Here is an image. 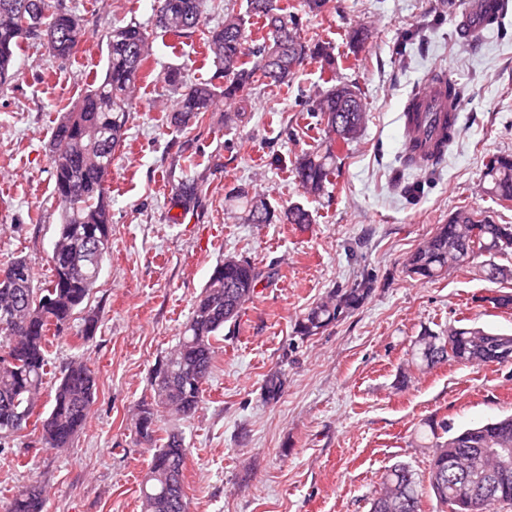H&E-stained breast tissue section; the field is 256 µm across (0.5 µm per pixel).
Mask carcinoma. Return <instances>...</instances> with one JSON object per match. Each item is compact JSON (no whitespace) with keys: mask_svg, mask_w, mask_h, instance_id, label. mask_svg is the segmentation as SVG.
<instances>
[{"mask_svg":"<svg viewBox=\"0 0 512 512\" xmlns=\"http://www.w3.org/2000/svg\"><path fill=\"white\" fill-rule=\"evenodd\" d=\"M261 22L264 34L252 38L249 19ZM201 19V0H159L156 27L176 39L194 33ZM78 17L52 5L51 0H0V91L12 80L16 53L28 39L47 38L54 55L69 57L80 37ZM154 31L137 22L113 28L106 36L107 63L101 78H93L84 94L53 129L52 177L60 206V224L52 254V278L44 288L34 286L31 266L23 257L9 265L0 277V454L8 452L7 438L25 428L39 405L40 390L47 375L48 331L65 329L74 313L95 288L96 280L72 270L75 252L95 248L97 267L102 268L112 237L111 196L99 161L113 157L124 140L130 93L146 77L149 43ZM205 60L213 62L216 75L207 82L188 85L181 70L173 68L163 77L179 92L171 123L184 130L202 124L218 97L234 103L248 101L260 85L286 86L310 56H330L323 46L309 47L300 33V17L278 0H246L244 13H227L224 24L206 40ZM328 88L316 95L311 111L325 123L323 140L309 146L297 158L295 175L301 188L318 194L336 173V148L355 141L367 120L359 89L335 77L324 80ZM484 192L512 201V155L496 156L485 165ZM201 193L198 183L182 181L175 189V206L187 213ZM234 209L247 224H270L275 218L266 198L243 188L229 193ZM288 224H311L312 213L300 204L283 212ZM512 224H497L477 210L460 208L425 239L408 257L410 276L433 280L464 267L477 269L490 283L512 279ZM263 277L251 261L227 266L219 263L193 305L191 317L178 344L158 362L151 375L150 398L138 405L134 428L138 440L156 447L141 484V512H188L184 468L188 454L185 440L170 432L158 442L157 416L163 410L178 419H190L202 403L204 385L214 367L219 337L226 325H236L244 306L252 302ZM366 275L349 288H336L296 320V333L317 334L358 309L372 291ZM450 346L432 357L424 353L426 342L418 338L411 349L412 361L431 370L449 361L472 365L512 363V336L493 332L476 323L448 324L438 333ZM285 378L269 374L264 396L269 401L284 393ZM96 390L94 372L81 360L69 362L61 372L53 402L43 417L41 442L49 448H66L86 424ZM430 448L427 481L413 470L397 465L383 476L370 512H420L423 487L436 499L439 512H469L466 501L457 498L458 483L448 473V458L471 457L482 448H512V415L454 430L446 422L430 421L419 431ZM496 474L494 489L478 512L512 507V469L495 470L492 460L481 461ZM43 487L31 483L18 491L8 512H44Z\"/></svg>","mask_w":512,"mask_h":512,"instance_id":"obj_1","label":"carcinoma"}]
</instances>
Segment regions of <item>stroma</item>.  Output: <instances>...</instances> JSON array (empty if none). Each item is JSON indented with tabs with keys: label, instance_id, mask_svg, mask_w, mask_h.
Masks as SVG:
<instances>
[{
	"label": "stroma",
	"instance_id": "35a3bbf8",
	"mask_svg": "<svg viewBox=\"0 0 512 512\" xmlns=\"http://www.w3.org/2000/svg\"><path fill=\"white\" fill-rule=\"evenodd\" d=\"M81 24L71 57L40 41L18 53L10 87L0 92V267L23 256L37 286L51 276L60 222L53 193V127L105 71V35L115 26L151 24L157 0H63ZM245 0H203L198 30L180 43L153 38L148 79L139 82L120 149L112 159V239L88 300L94 334L74 318L49 348L55 367L84 361L97 390L85 428L70 448H45L33 429L13 435L0 454V512L35 481L46 512H141L139 483L154 450L137 441L131 416L149 394L153 366L175 347L196 298L225 256L265 273L235 332L219 344L197 414H161V431L182 432L189 512H370L382 476L396 465L424 472L428 449L414 431L424 420L449 426L512 413V364L451 362L427 372L411 362L424 331L474 319L512 333V309L486 303L495 289L472 270L434 280L409 276V255L459 207L512 224V202L483 190L488 157L512 154V6L494 28L462 34L470 0H329L302 14L309 44L330 46L339 81L356 85L368 112L360 138L340 147L336 176L317 196L292 173L316 119L325 61L309 58L288 86L253 90L241 122H206L177 131L169 68L187 82L209 79L203 39ZM364 28L363 44L350 41ZM465 88L460 132L443 159L403 163L400 114L435 73ZM195 180V208L173 204L181 180ZM242 187L277 211L300 204L312 224H245L227 195ZM372 275L359 309L314 336L297 317L335 287ZM284 371L285 389L266 401L264 380Z\"/></svg>",
	"mask_w": 512,
	"mask_h": 512
}]
</instances>
